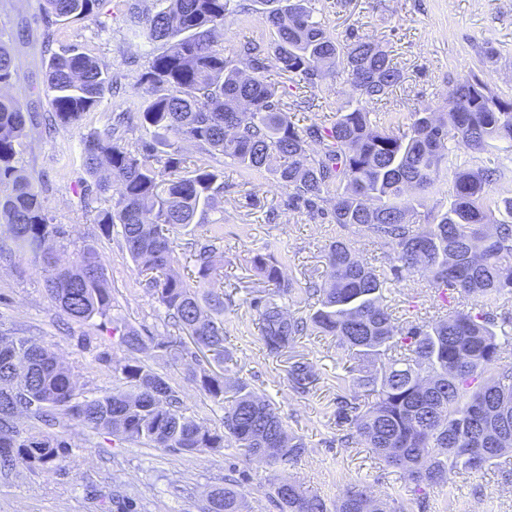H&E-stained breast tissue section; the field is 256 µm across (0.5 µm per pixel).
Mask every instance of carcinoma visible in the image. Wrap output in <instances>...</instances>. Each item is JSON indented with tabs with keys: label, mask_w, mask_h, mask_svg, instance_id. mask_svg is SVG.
<instances>
[{
	"label": "carcinoma",
	"mask_w": 512,
	"mask_h": 512,
	"mask_svg": "<svg viewBox=\"0 0 512 512\" xmlns=\"http://www.w3.org/2000/svg\"><path fill=\"white\" fill-rule=\"evenodd\" d=\"M103 0H43V10L60 21L95 15ZM143 16V32L163 42L142 74L148 98L138 112L150 137L128 148L115 136L124 116L82 141L86 194L106 193L97 179L107 164L121 189L96 208L94 223L106 236L122 227L127 251L163 308L167 323L222 366L231 361L224 346V280L214 257L224 241L223 225H205L192 243V268L175 269L170 231L195 223L224 193V172L189 162L178 142L192 140L217 151L235 166L258 170L274 157L288 207L305 209L339 228L362 232L385 248L391 274L421 273L442 301L452 291L475 301L431 322L395 325L381 303L389 279L351 245H329V278L296 287L271 254L253 262L278 295L300 294L315 301L309 315L287 313L256 299L260 340L278 357L302 336H333L351 361L358 391L337 403L347 425L341 443L355 442L378 460L404 471L421 485H445L463 471L477 473L512 452V362L504 361L494 331V310L512 297V197L494 185L512 177L508 168L458 166L453 141L473 154L512 152V99L492 93L474 73L450 89L443 118L420 109L409 130L378 126L369 107L389 98L402 80L390 53L365 39L341 41L314 19L312 0H265L262 18L273 34L267 47L244 44L256 75L242 78L224 46L214 41L224 28L228 0H157ZM275 67L315 87L344 73L359 92L356 104L326 126L299 125L283 110L282 92L264 72ZM16 66L0 44V84ZM51 122L79 127L112 88L108 67L76 47L64 46L47 65ZM32 116L0 95V220L17 245L32 252L45 271V291L54 307L82 324L112 308V293L100 254L85 247L78 258L59 263L45 251L49 240L68 232L49 216L41 195L18 167ZM448 184V206L430 224L421 223L418 196ZM122 343L131 357L113 365L121 386L82 399L70 370L48 347L28 336H0V469L57 468L71 443L43 429L58 417L102 434L142 442L180 454L237 448L250 459L285 471L306 444L286 428L279 410L244 382L228 386L219 375L200 376V388L224 404V430H212L186 414L168 381L134 354L143 336L126 327ZM288 381L298 393L315 381L311 366L294 363ZM30 424L23 426L16 416ZM366 492L349 489L335 512H386L381 502L360 506ZM270 502L279 512H328L326 503L287 478L273 484ZM206 512H248L241 478L227 477L207 495Z\"/></svg>",
	"instance_id": "carcinoma-1"
}]
</instances>
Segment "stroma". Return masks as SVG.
Returning a JSON list of instances; mask_svg holds the SVG:
<instances>
[{
  "label": "stroma",
  "instance_id": "obj_1",
  "mask_svg": "<svg viewBox=\"0 0 512 512\" xmlns=\"http://www.w3.org/2000/svg\"><path fill=\"white\" fill-rule=\"evenodd\" d=\"M315 16L339 38L362 37L390 51L403 81L384 105L376 106L373 123L395 121L407 127L411 112L448 109V92L468 73H475L495 94L512 97V0H313ZM155 0H103L98 13L69 23L42 13L40 0H0V43L17 69L16 79L0 88L34 117L27 129L20 164L33 188L45 198L55 223L68 237L54 242L59 262L76 259L85 245L101 254L112 288V308L85 325L59 314L46 295L44 277L30 254L15 250L9 228L0 222V335L30 336L51 348L73 373L80 396L94 397L117 387L111 369L99 361L109 353L113 363L125 361L121 343L124 326H135L146 342L138 357L168 379L181 394L188 415L204 426L224 427V410L203 392L199 375L223 372L228 382L245 381L276 404L289 432L303 436L304 455L289 467V476L308 493L335 506L347 489L356 487L387 500L406 512H512V459L479 473L457 475L445 485L416 487L395 468L359 445L341 446L336 403L354 387L345 353L330 336H304L287 353L268 356L259 338L258 315L250 305L255 295L273 296L253 264L258 254L274 255L286 277L302 286L328 277L325 255L340 236L333 224L322 223L305 210L288 209L287 194L272 167L243 170L223 155L181 142L184 157L224 171V195L209 219H222L224 243L216 257L224 272V344L233 359L226 370L198 351L190 338L164 351L177 333L142 282L120 233L104 236L92 222L90 197L83 191L82 139L104 130L117 112L136 110L146 99L141 75L159 43L140 33L139 19ZM260 0H230L224 27L216 35L224 55L243 74H251L241 43L270 41L260 21ZM76 45L107 65L115 92L80 127L46 129L51 111L45 93L48 48ZM494 58H487V50ZM287 105L311 98L308 117L331 124L356 92L345 75L330 76L318 87L269 69ZM434 291L424 277L389 283L383 292L398 323L428 321L440 316ZM309 364L315 381L309 392H295L288 382L293 363ZM53 433L70 437L73 446L63 469L0 470V512H124L132 498L136 512H203L207 492L223 483L230 467L246 471L251 512H273L266 494L276 473L266 464L246 460L233 448L202 455H177L58 419Z\"/></svg>",
  "mask_w": 512,
  "mask_h": 512
}]
</instances>
